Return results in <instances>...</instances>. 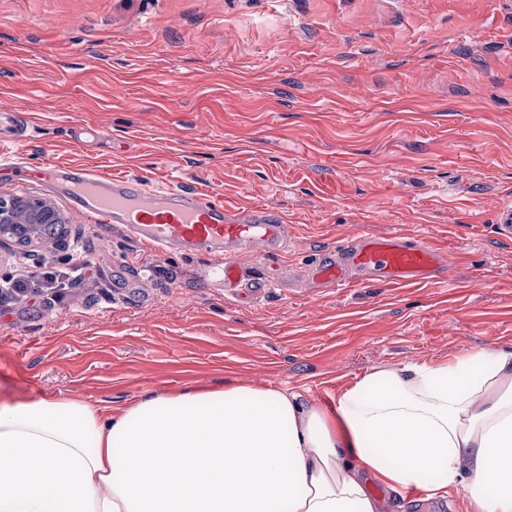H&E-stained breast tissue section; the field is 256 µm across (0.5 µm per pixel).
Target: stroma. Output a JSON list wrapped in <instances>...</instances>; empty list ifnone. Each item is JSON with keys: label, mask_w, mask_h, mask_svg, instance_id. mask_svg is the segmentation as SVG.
Returning a JSON list of instances; mask_svg holds the SVG:
<instances>
[{"label": "stroma", "mask_w": 512, "mask_h": 512, "mask_svg": "<svg viewBox=\"0 0 512 512\" xmlns=\"http://www.w3.org/2000/svg\"><path fill=\"white\" fill-rule=\"evenodd\" d=\"M0 196L53 202L60 240L14 244L0 273L79 247L81 281L0 303V403L63 393L116 411L146 391L229 384L322 404L373 368L512 346V0H0ZM49 162L265 207L287 250L240 304L205 255L161 254L69 208ZM406 232L452 274L308 288L316 251ZM141 287H133L134 274Z\"/></svg>", "instance_id": "35a3bbf8"}]
</instances>
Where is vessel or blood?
Segmentation results:
<instances>
[{
    "mask_svg": "<svg viewBox=\"0 0 512 512\" xmlns=\"http://www.w3.org/2000/svg\"><path fill=\"white\" fill-rule=\"evenodd\" d=\"M40 176L75 208L102 216L147 247L164 253L207 254L206 277L243 299L258 296L257 291L240 288L243 250L266 255L288 242L289 225L267 208L234 211L211 194L183 188L149 191L128 178L52 163L43 166ZM447 276L445 257L408 233L359 234L321 254L307 271L311 287L336 289L371 281L419 284Z\"/></svg>",
    "mask_w": 512,
    "mask_h": 512,
    "instance_id": "b4317fda",
    "label": "vessel or blood"
}]
</instances>
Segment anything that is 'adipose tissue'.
Here are the masks:
<instances>
[{"label":"adipose tissue","instance_id":"1","mask_svg":"<svg viewBox=\"0 0 512 512\" xmlns=\"http://www.w3.org/2000/svg\"><path fill=\"white\" fill-rule=\"evenodd\" d=\"M512 512V348L385 365L329 404L244 385L0 406V512ZM464 495V491L460 490L448 498V503L439 502L428 506L414 500L407 512H465Z\"/></svg>","mask_w":512,"mask_h":512}]
</instances>
